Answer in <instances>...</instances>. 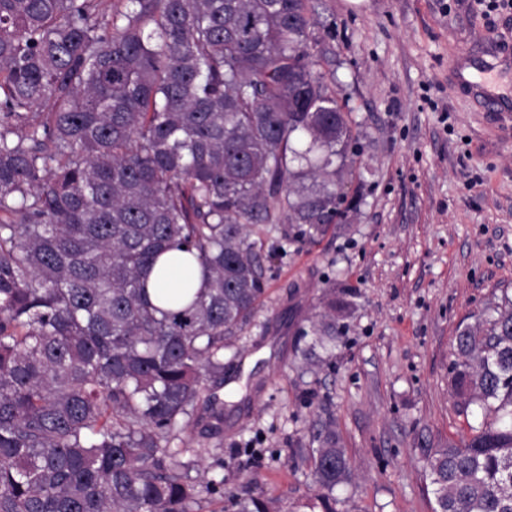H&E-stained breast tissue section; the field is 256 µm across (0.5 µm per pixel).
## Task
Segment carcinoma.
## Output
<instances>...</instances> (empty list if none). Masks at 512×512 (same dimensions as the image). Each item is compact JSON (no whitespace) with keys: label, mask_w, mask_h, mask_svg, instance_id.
<instances>
[{"label":"carcinoma","mask_w":512,"mask_h":512,"mask_svg":"<svg viewBox=\"0 0 512 512\" xmlns=\"http://www.w3.org/2000/svg\"><path fill=\"white\" fill-rule=\"evenodd\" d=\"M312 25L307 0H0V512L224 496L172 441L263 302L264 228L285 246L339 223L361 151ZM175 263L204 286L161 308L147 283ZM330 295L307 357L345 333L356 292ZM455 341V404L492 419L430 449L434 512H512V300ZM313 442L335 512L350 462L335 423Z\"/></svg>","instance_id":"1"}]
</instances>
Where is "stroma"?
I'll return each instance as SVG.
<instances>
[{
  "instance_id": "1",
  "label": "stroma",
  "mask_w": 512,
  "mask_h": 512,
  "mask_svg": "<svg viewBox=\"0 0 512 512\" xmlns=\"http://www.w3.org/2000/svg\"><path fill=\"white\" fill-rule=\"evenodd\" d=\"M320 69L352 115L362 146L340 223L314 243L266 259L256 324L225 355L221 437L182 433L200 469L223 470L224 499L264 494L279 512H314L312 435L332 419L350 460L336 512H433L426 464L465 437L480 408L458 414L448 386L458 328L512 297V46L499 106L461 92L450 63L481 64L512 10L481 16L477 0H316ZM357 308L334 356L304 359L299 328L329 280Z\"/></svg>"
}]
</instances>
